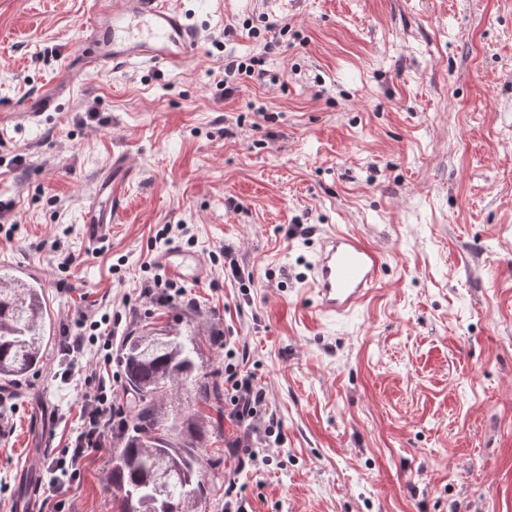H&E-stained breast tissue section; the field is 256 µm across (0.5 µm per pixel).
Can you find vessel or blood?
<instances>
[{
    "instance_id": "1",
    "label": "vessel or blood",
    "mask_w": 512,
    "mask_h": 512,
    "mask_svg": "<svg viewBox=\"0 0 512 512\" xmlns=\"http://www.w3.org/2000/svg\"><path fill=\"white\" fill-rule=\"evenodd\" d=\"M86 34L76 44V75L98 74L118 65L149 64L168 71L182 69L202 49L199 30L169 0H92ZM61 82L35 100L18 104L13 121L33 120L55 108L68 91ZM132 175L125 155H115L95 178L94 190L82 211L87 239L106 241L112 233L113 213L126 193ZM155 267L173 280L191 286L207 284L211 267L198 252L169 243L153 257ZM385 267L383 251L361 237L330 232L321 242L311 267L308 288L316 310L343 314L364 300L380 281Z\"/></svg>"
}]
</instances>
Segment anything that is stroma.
Masks as SVG:
<instances>
[{"instance_id":"35a3bbf8","label":"stroma","mask_w":512,"mask_h":512,"mask_svg":"<svg viewBox=\"0 0 512 512\" xmlns=\"http://www.w3.org/2000/svg\"><path fill=\"white\" fill-rule=\"evenodd\" d=\"M170 3L198 58L82 76L0 140V267L40 282L51 334L43 369L0 390V512H114L118 437L48 486L84 412L63 344L86 315L116 351L168 324L214 331L204 370L264 387L283 442L247 465L228 451L243 427L169 397L219 466L198 512H224L228 477L243 512H512V0ZM90 5L0 0V110L71 77ZM228 59L253 69L229 94ZM118 152L133 176L94 246L81 210ZM162 230L208 285L153 287ZM336 230L386 265L352 312L319 314L309 268ZM82 361L128 410L118 362Z\"/></svg>"}]
</instances>
